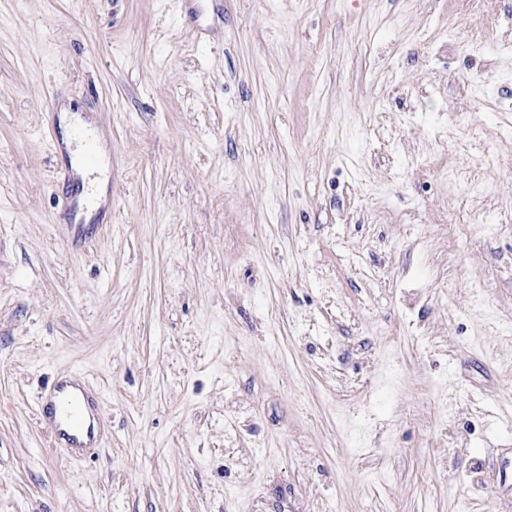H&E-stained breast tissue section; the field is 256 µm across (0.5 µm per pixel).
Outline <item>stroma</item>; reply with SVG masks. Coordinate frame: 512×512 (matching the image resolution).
Here are the masks:
<instances>
[{
  "label": "stroma",
  "instance_id": "1",
  "mask_svg": "<svg viewBox=\"0 0 512 512\" xmlns=\"http://www.w3.org/2000/svg\"><path fill=\"white\" fill-rule=\"evenodd\" d=\"M0 512H512V0H0ZM73 382H77L84 392L90 390V385L85 375L81 372L74 371L58 380L48 399L42 401L38 400L37 402L40 419L42 420V424L46 429L52 446L64 448L69 457H73L78 448H86L91 445L89 444L87 446L82 436L84 431V417L81 404L77 399L63 395L59 400L61 422H58L54 416L56 400L59 394L63 392L68 383L71 384ZM41 409L42 411L45 409L51 411L50 413L53 414L54 418L53 422H48L43 418L40 412ZM62 424L66 425L67 429H64Z\"/></svg>",
  "mask_w": 512,
  "mask_h": 512
}]
</instances>
